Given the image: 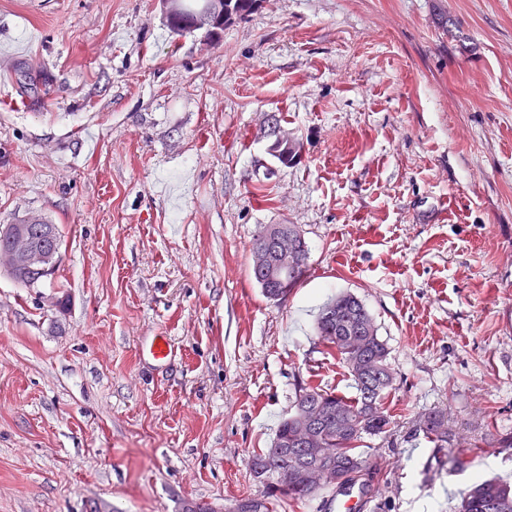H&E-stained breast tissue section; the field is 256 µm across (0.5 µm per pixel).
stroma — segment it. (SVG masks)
Wrapping results in <instances>:
<instances>
[{"instance_id": "stroma-1", "label": "stroma", "mask_w": 512, "mask_h": 512, "mask_svg": "<svg viewBox=\"0 0 512 512\" xmlns=\"http://www.w3.org/2000/svg\"><path fill=\"white\" fill-rule=\"evenodd\" d=\"M29 211L62 246L33 288L0 265V512L261 494L298 386L356 394L315 330L342 292L396 377L371 512L512 482V0H263L217 43L160 0H0V225ZM263 224L309 248L279 300L251 276ZM435 408L466 468L416 432ZM289 228L292 229L293 234L295 236L294 242L298 248V260L295 267H292L288 270V277H287V287L284 288V290L281 291V297L288 293V290L290 288L295 287L304 274L306 273L309 265V251L308 247L306 245V242L304 240V237L302 236L300 230L295 224H288ZM280 298H275L273 300H277Z\"/></svg>"}]
</instances>
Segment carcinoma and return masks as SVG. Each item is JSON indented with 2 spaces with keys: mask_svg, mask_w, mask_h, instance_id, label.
I'll use <instances>...</instances> for the list:
<instances>
[{
  "mask_svg": "<svg viewBox=\"0 0 512 512\" xmlns=\"http://www.w3.org/2000/svg\"><path fill=\"white\" fill-rule=\"evenodd\" d=\"M206 0H180L179 14L171 27L179 33L197 31L196 17ZM261 0H224V23L204 30L215 42L221 40L224 27L247 19ZM270 151L281 164L298 158L299 147L284 139H275ZM298 248L296 266L288 270L287 288L295 287L309 265V251L298 227L289 225ZM317 332L328 347L348 366L357 390L355 400H347L333 392L301 385L296 391L292 411L276 433L272 446L254 454L250 468L267 472L264 492L235 500L230 512H274L281 501L303 503L322 490L304 478L307 469L317 466L343 477L342 488L353 485L355 477L365 468V460L357 452L365 435L388 432L390 419L382 407L385 392L394 386L395 378L388 363V349L363 302L353 294L344 293L322 307L317 317ZM307 425L317 438V447L326 455L312 457L305 446L296 441L299 429ZM416 430L434 443L436 448L448 447V414L433 410L419 416ZM288 469V489L275 488L274 475ZM458 512H512V483L498 477L479 481L461 500Z\"/></svg>",
  "mask_w": 512,
  "mask_h": 512,
  "instance_id": "obj_1",
  "label": "carcinoma"
}]
</instances>
